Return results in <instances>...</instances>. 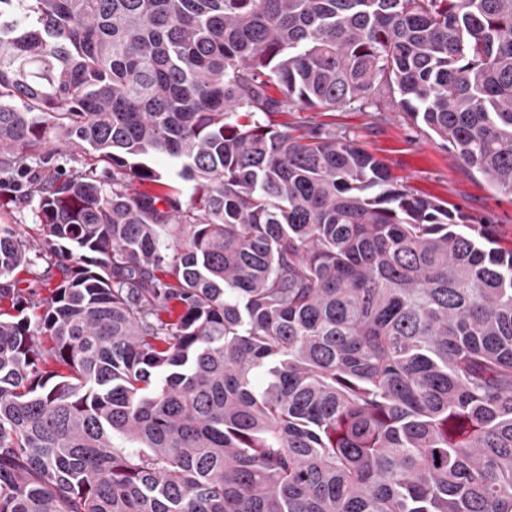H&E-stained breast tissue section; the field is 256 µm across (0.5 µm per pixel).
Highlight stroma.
Returning a JSON list of instances; mask_svg holds the SVG:
<instances>
[{"label": "stroma", "mask_w": 512, "mask_h": 512, "mask_svg": "<svg viewBox=\"0 0 512 512\" xmlns=\"http://www.w3.org/2000/svg\"><path fill=\"white\" fill-rule=\"evenodd\" d=\"M317 120L347 134L381 160L395 183L448 202L474 223L491 225L499 244L512 249V194L496 189L487 177L462 165L446 144L401 110L396 97L384 93L377 107L321 112ZM98 164L94 153L65 148L43 163L0 170V225H14L30 250H38L37 200L27 193L30 182L45 174L73 176Z\"/></svg>", "instance_id": "35a3bbf8"}]
</instances>
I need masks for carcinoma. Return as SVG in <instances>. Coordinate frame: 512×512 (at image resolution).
I'll return each instance as SVG.
<instances>
[{
  "mask_svg": "<svg viewBox=\"0 0 512 512\" xmlns=\"http://www.w3.org/2000/svg\"><path fill=\"white\" fill-rule=\"evenodd\" d=\"M383 88L512 194V0H0V168L112 166L0 225V512H512V249L274 121ZM90 166L101 171L104 162L98 161L97 155L79 149L64 148L58 153L45 158L43 163L25 161V166L8 173L0 170V225L17 224L16 229L21 239L29 246L30 258L35 262L26 269L17 270L14 280L17 288L24 290V296L38 300L49 295L51 287L56 284L55 278L48 279L45 272L48 263L45 259H38L34 251L39 250L40 219L37 217V197L27 194V188L37 175H56V171L64 179L75 176ZM30 291L31 295L28 294Z\"/></svg>",
  "mask_w": 512,
  "mask_h": 512,
  "instance_id": "obj_1",
  "label": "carcinoma"
}]
</instances>
